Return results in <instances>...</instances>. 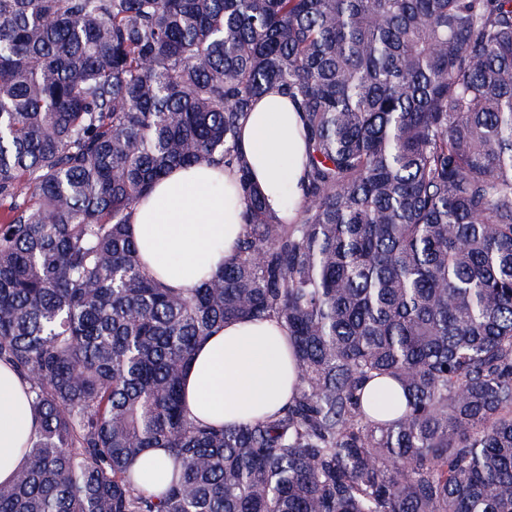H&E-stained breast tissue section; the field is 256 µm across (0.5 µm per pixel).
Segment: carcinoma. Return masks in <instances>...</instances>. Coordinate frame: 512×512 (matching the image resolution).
Wrapping results in <instances>:
<instances>
[{
	"label": "carcinoma",
	"mask_w": 512,
	"mask_h": 512,
	"mask_svg": "<svg viewBox=\"0 0 512 512\" xmlns=\"http://www.w3.org/2000/svg\"><path fill=\"white\" fill-rule=\"evenodd\" d=\"M274 89L307 145L292 224L236 148ZM203 164L249 209L185 295L129 226ZM0 201V362L37 424L0 512H512V0H0ZM266 317L292 402L191 419L195 347ZM375 377L400 417L364 408ZM134 469L139 470L145 488L156 490L166 481L171 463L163 449L150 448L135 464Z\"/></svg>",
	"instance_id": "carcinoma-1"
}]
</instances>
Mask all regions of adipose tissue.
Here are the masks:
<instances>
[{
	"label": "adipose tissue",
	"instance_id": "ef3b65f1",
	"mask_svg": "<svg viewBox=\"0 0 512 512\" xmlns=\"http://www.w3.org/2000/svg\"><path fill=\"white\" fill-rule=\"evenodd\" d=\"M238 150L268 207L287 222L297 218L306 169L302 122L295 104L277 92L259 99L241 122ZM248 202L237 168L172 169L135 206L130 226L144 270L191 293L234 257ZM286 329L275 319L225 321L200 343L185 371L188 416L233 427L269 416L291 400L296 371ZM27 385L0 364V483L22 463L35 431Z\"/></svg>",
	"mask_w": 512,
	"mask_h": 512
}]
</instances>
